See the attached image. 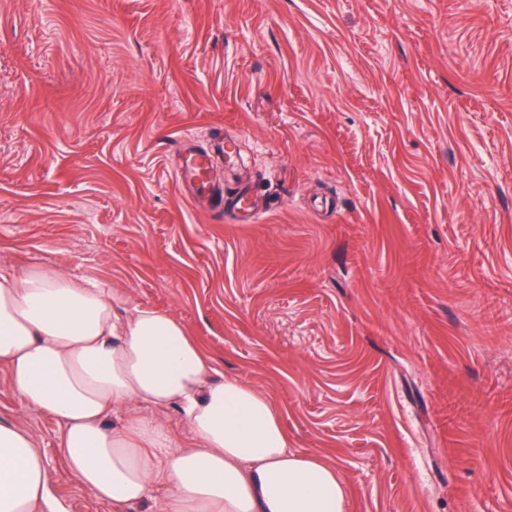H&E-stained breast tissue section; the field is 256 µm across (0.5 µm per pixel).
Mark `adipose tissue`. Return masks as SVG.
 Instances as JSON below:
<instances>
[{"mask_svg":"<svg viewBox=\"0 0 512 512\" xmlns=\"http://www.w3.org/2000/svg\"><path fill=\"white\" fill-rule=\"evenodd\" d=\"M51 269L0 273V362L24 403L58 422L68 470L101 500L165 492L162 512H345L336 466L289 449L281 413L253 387L213 380L185 327ZM178 406L182 441L148 410ZM124 411L120 426L108 417ZM0 512H60L32 438L0 419Z\"/></svg>","mask_w":512,"mask_h":512,"instance_id":"ef3b65f1","label":"adipose tissue"}]
</instances>
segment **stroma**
Masks as SVG:
<instances>
[{"mask_svg": "<svg viewBox=\"0 0 512 512\" xmlns=\"http://www.w3.org/2000/svg\"><path fill=\"white\" fill-rule=\"evenodd\" d=\"M186 139L254 223L180 186ZM46 268L179 321L346 512H512V0H0V271ZM0 418L63 512H160L1 364Z\"/></svg>", "mask_w": 512, "mask_h": 512, "instance_id": "obj_1", "label": "stroma"}]
</instances>
